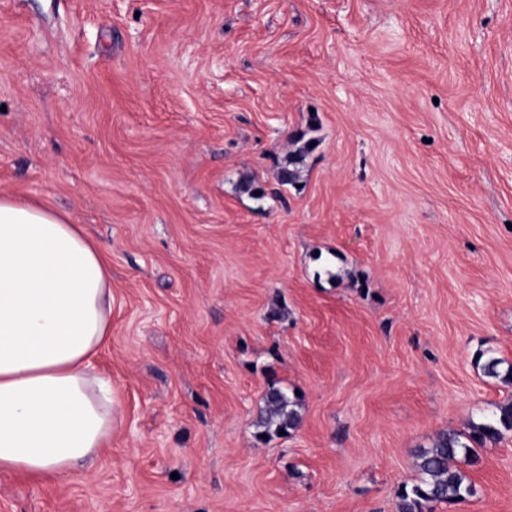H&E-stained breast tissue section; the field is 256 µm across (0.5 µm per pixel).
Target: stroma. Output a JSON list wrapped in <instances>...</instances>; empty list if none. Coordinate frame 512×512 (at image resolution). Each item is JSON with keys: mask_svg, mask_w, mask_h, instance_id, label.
I'll list each match as a JSON object with an SVG mask.
<instances>
[{"mask_svg": "<svg viewBox=\"0 0 512 512\" xmlns=\"http://www.w3.org/2000/svg\"><path fill=\"white\" fill-rule=\"evenodd\" d=\"M0 195L110 261L118 401L0 512H396L512 397L474 363L512 362V0H0ZM466 472L434 512H512V433ZM264 402L265 408L257 421V426L262 428L258 432L260 439H264L261 435H279L280 430L287 434L298 427L301 420L297 409L299 404L296 397L289 396L287 389L270 387L264 395Z\"/></svg>", "mask_w": 512, "mask_h": 512, "instance_id": "stroma-1", "label": "stroma"}]
</instances>
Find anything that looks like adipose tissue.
Instances as JSON below:
<instances>
[{
  "label": "adipose tissue",
  "instance_id": "1",
  "mask_svg": "<svg viewBox=\"0 0 512 512\" xmlns=\"http://www.w3.org/2000/svg\"><path fill=\"white\" fill-rule=\"evenodd\" d=\"M112 272L67 215L0 195V472L66 478L111 440L117 399L92 361Z\"/></svg>",
  "mask_w": 512,
  "mask_h": 512
}]
</instances>
